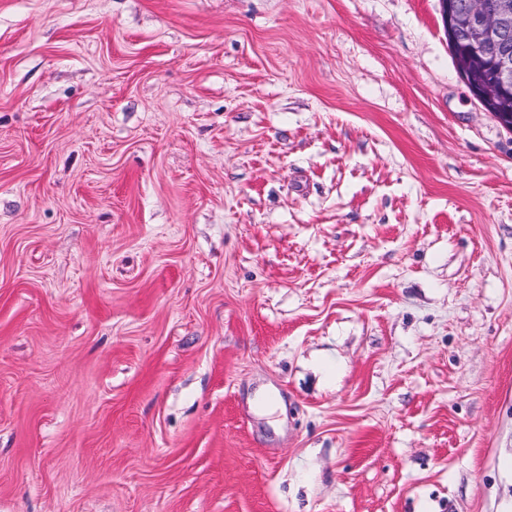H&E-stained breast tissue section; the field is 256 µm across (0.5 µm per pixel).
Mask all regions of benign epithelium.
Returning <instances> with one entry per match:
<instances>
[{"instance_id": "7a95c632", "label": "benign epithelium", "mask_w": 512, "mask_h": 512, "mask_svg": "<svg viewBox=\"0 0 512 512\" xmlns=\"http://www.w3.org/2000/svg\"><path fill=\"white\" fill-rule=\"evenodd\" d=\"M441 19L458 73L484 110L512 131L496 112L512 95V0H440Z\"/></svg>"}]
</instances>
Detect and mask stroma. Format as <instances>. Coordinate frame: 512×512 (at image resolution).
Instances as JSON below:
<instances>
[{
    "label": "stroma",
    "instance_id": "obj_1",
    "mask_svg": "<svg viewBox=\"0 0 512 512\" xmlns=\"http://www.w3.org/2000/svg\"><path fill=\"white\" fill-rule=\"evenodd\" d=\"M0 512H512V131L438 0H0Z\"/></svg>",
    "mask_w": 512,
    "mask_h": 512
}]
</instances>
